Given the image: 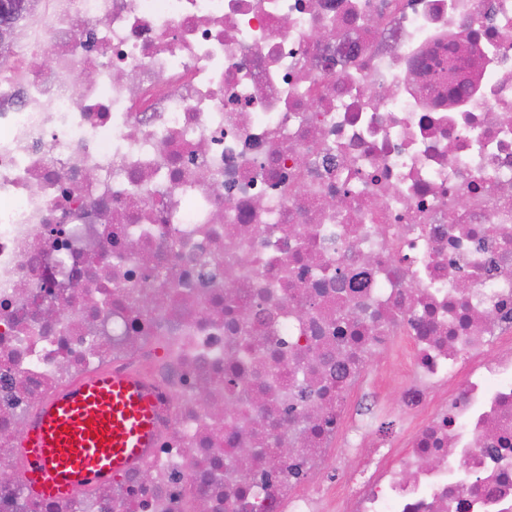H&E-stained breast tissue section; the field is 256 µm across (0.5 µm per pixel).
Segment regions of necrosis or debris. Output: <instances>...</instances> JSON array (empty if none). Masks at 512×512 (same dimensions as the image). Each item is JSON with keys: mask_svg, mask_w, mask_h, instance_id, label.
<instances>
[{"mask_svg": "<svg viewBox=\"0 0 512 512\" xmlns=\"http://www.w3.org/2000/svg\"><path fill=\"white\" fill-rule=\"evenodd\" d=\"M100 371L155 448L32 495L23 432ZM259 421L290 455L240 465ZM0 470V512H512V0H35L0 52Z\"/></svg>", "mask_w": 512, "mask_h": 512, "instance_id": "1", "label": "necrosis or debris"}]
</instances>
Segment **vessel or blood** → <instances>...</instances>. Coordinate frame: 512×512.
<instances>
[{
    "mask_svg": "<svg viewBox=\"0 0 512 512\" xmlns=\"http://www.w3.org/2000/svg\"><path fill=\"white\" fill-rule=\"evenodd\" d=\"M156 402L135 378L99 372L50 396L24 434L32 494L63 498L136 467L156 442Z\"/></svg>",
    "mask_w": 512,
    "mask_h": 512,
    "instance_id": "obj_1",
    "label": "vessel or blood"
}]
</instances>
